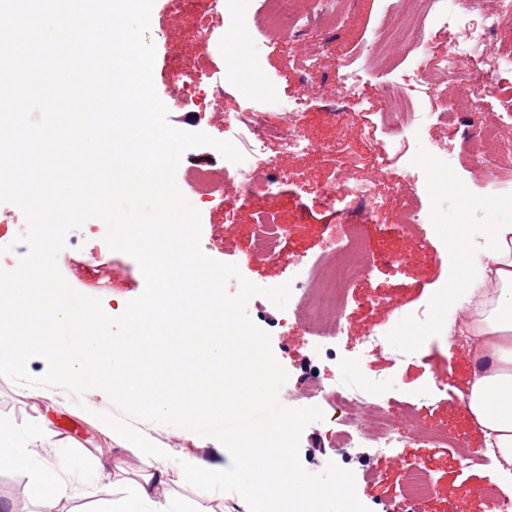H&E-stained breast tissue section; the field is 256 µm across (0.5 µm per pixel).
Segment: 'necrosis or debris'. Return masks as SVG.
I'll return each mask as SVG.
<instances>
[{"instance_id": "obj_1", "label": "necrosis or debris", "mask_w": 512, "mask_h": 512, "mask_svg": "<svg viewBox=\"0 0 512 512\" xmlns=\"http://www.w3.org/2000/svg\"><path fill=\"white\" fill-rule=\"evenodd\" d=\"M441 9L435 20L452 24L455 35L441 58L438 69L455 81L463 90L461 99L453 101L446 111L436 113V120L444 126L447 137L430 140L426 151L430 155H444L450 142L464 140L471 147V160L481 168L498 170L512 167V116L490 120L480 104L486 96L489 80L501 85H512V56L497 45L498 39L512 38V0H495L492 10L481 11L472 17L456 10L452 0H438ZM268 22L287 49H294L307 31L310 19L296 8V0H268ZM224 10V0H173L176 19L188 25L194 39L212 50L213 31L209 18ZM425 21L406 16L396 27L380 25L376 43L396 61L418 59L423 41L415 37L416 29L425 28ZM238 58H231L222 70L204 71L184 66L179 58H172L173 83L178 89L177 106H190L205 111L223 93L224 79L235 74ZM430 90V71L414 67L405 83H388L379 89V95L388 110L381 115V129L391 138H418L423 124L418 113L412 112L413 100L422 98ZM271 106L282 112L283 124L271 127L266 113L257 111L253 104L239 107L230 123L253 131L255 145L244 167L249 175L240 185L246 196L262 198L256 212L252 251L255 257L279 255L281 226L271 203L272 188L277 180V157L268 153L265 144L275 139L281 150L295 154L317 151L301 122L305 106L304 95L289 99L273 98ZM378 177L350 180L339 174L336 180L316 190L326 206L342 215H359L361 221H374L383 209L385 200L377 193ZM328 260L311 265L300 274L296 285L303 294L289 309L299 322L324 339L337 338L341 332L346 306V289L362 285L371 272V262L365 251L358 223L330 224L325 228ZM322 399L336 416L330 434L331 443L344 448L356 439L371 441L376 452L386 455L408 442L409 429L394 425L373 379L358 378L352 384H339L322 390ZM432 477L426 468L416 464L405 469L404 485L395 512H425L432 495Z\"/></svg>"}]
</instances>
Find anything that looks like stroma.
I'll use <instances>...</instances> for the list:
<instances>
[{"label":"stroma","instance_id":"obj_1","mask_svg":"<svg viewBox=\"0 0 512 512\" xmlns=\"http://www.w3.org/2000/svg\"><path fill=\"white\" fill-rule=\"evenodd\" d=\"M388 5L386 0H334L333 18L314 22L296 49L290 51L266 26L265 0H228L223 16L213 21L216 33L222 34L225 41L217 53L204 56L189 32L172 21L167 0H155L150 29L156 48L153 80L160 99L170 102L172 55H179L191 67L218 70L234 46L250 47L261 60V90H248L237 79L226 82L223 96L214 101L209 111L177 124L178 129L189 132L211 136L225 133L227 140L245 154L250 153L254 139L241 128L225 132L229 114L244 101L261 99L268 90L279 96L307 90L303 122L321 149L308 155L282 151L277 154L278 168L284 174L276 189L283 253L304 255L313 261L321 259L324 227L339 223L340 218L315 196L316 187L331 181L341 170L350 178L364 179L377 165H384L380 190L388 194V205L376 222L364 224L363 233L375 260L372 287L390 298V305L366 303L362 289H351L332 361L327 359L325 348L316 346L314 335L293 317L275 309L267 298H252L248 313L269 334L272 352L288 373L283 406H302V399L293 394L295 386L302 382H351L365 372L388 397L415 403L422 425L460 434L476 451L483 442L460 397L467 373L464 350L441 336L435 306L440 287L455 273L456 253L443 242L433 224L426 227L430 242L426 248L392 234L389 226L396 221L399 201L388 190L408 169L444 172L452 184L467 188L468 202H460L451 191L432 194L424 185L419 187L416 201L425 209L435 204L443 211L458 214L460 223L467 226L468 238L477 241L485 225L512 219V213L488 203L490 195L512 193V170L493 175L472 165L460 142L455 144L448 161L430 157L413 139L394 146L385 155H376L367 137L369 128L379 125L380 117L369 111L359 113V127L348 140L340 139L326 118L323 97L339 82L343 70H362L363 54L374 42V32ZM310 53L321 60L314 71L307 70L304 62ZM228 165L225 159L211 164L212 172L223 180L225 201L202 211L201 248L217 261L246 263L247 280L258 286L282 285L295 276L296 270L276 259H253L250 240L258 203L240 195L236 181L225 178ZM57 265L75 291L98 298L105 305L117 299L130 301L145 286L137 262L125 253L111 250L103 233H91L86 225L68 233ZM408 327L418 330L416 339L404 336ZM371 328L386 334L388 347L361 363L357 360L361 338ZM442 374L448 379L447 385L428 391L431 378ZM37 414L46 418L58 437L68 439L73 452L107 445L93 421L36 396L32 388L0 377V418L22 430ZM329 429L324 421L305 427L299 444L300 463L314 474L323 472L331 462L352 471L357 497L369 512H388L400 495L403 468L408 463L421 464L432 475L435 492L429 501V512H483L477 493L489 485L512 495V479L502 477L495 463L465 461L456 449L431 441L408 442L386 457L377 454L364 440L355 448H332L325 439ZM36 500L33 479L22 464L0 468V512H36Z\"/></svg>","mask_w":512,"mask_h":512}]
</instances>
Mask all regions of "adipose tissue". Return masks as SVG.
Segmentation results:
<instances>
[{
    "mask_svg": "<svg viewBox=\"0 0 512 512\" xmlns=\"http://www.w3.org/2000/svg\"><path fill=\"white\" fill-rule=\"evenodd\" d=\"M483 245L480 256L465 255L440 308L448 310L462 300L468 305L461 326L469 340L462 398L484 447L512 476V224L487 225ZM478 282L484 284L483 292L475 291ZM19 458L44 489L39 512H58L59 503L74 495L67 477L72 467L67 444L50 438L43 418H34L23 431L0 419V466ZM89 458L98 512H213L210 498L186 501L168 492L178 468L157 462L146 467L140 480L127 483L120 478L122 451L93 448Z\"/></svg>",
    "mask_w": 512,
    "mask_h": 512,
    "instance_id": "adipose-tissue-1",
    "label": "adipose tissue"
}]
</instances>
